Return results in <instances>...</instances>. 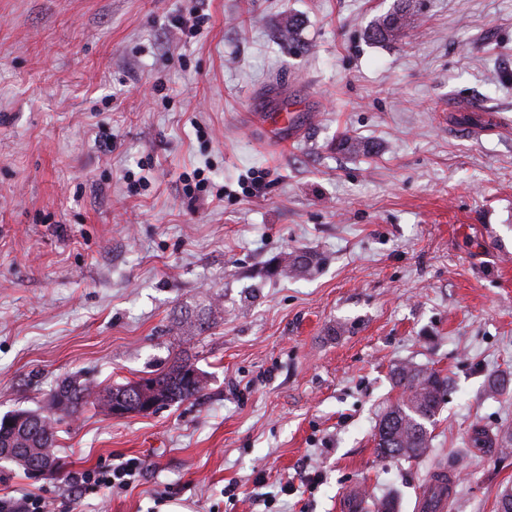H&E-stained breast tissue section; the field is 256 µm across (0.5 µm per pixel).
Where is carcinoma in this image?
Instances as JSON below:
<instances>
[{"label": "carcinoma", "instance_id": "cac0c4a2", "mask_svg": "<svg viewBox=\"0 0 512 512\" xmlns=\"http://www.w3.org/2000/svg\"><path fill=\"white\" fill-rule=\"evenodd\" d=\"M413 0H399L394 11L376 23L368 37L377 42L398 37ZM315 256L306 251L292 252L280 265V273L297 275L305 272ZM394 386L407 393L381 417L374 433L377 457L385 459H417L426 455L431 443L429 426L441 411L448 390V378L409 364L396 366L392 372ZM204 389L202 374L187 361H174L169 367L155 371L137 382L116 385L105 392L89 385L62 382L53 398L62 403L61 411L70 412L80 406L97 403L111 410V403H124L125 410L141 412L154 396L162 405L182 403ZM41 456L51 460L53 468L63 462L55 453V435L49 417L29 411H18L0 420V461L13 462L28 469L18 457Z\"/></svg>", "mask_w": 512, "mask_h": 512}]
</instances>
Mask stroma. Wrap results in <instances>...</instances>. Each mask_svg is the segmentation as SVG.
Listing matches in <instances>:
<instances>
[{
    "label": "stroma",
    "instance_id": "35a3bbf8",
    "mask_svg": "<svg viewBox=\"0 0 512 512\" xmlns=\"http://www.w3.org/2000/svg\"><path fill=\"white\" fill-rule=\"evenodd\" d=\"M396 3L0 0V418L50 416L67 461L0 462V498L356 512L357 487L417 512L447 467L446 512H497L512 453L469 437L512 430V0H415L399 37L369 40ZM195 8L209 22L187 40ZM294 101L291 145L246 123ZM199 168L222 197L186 196ZM295 250L317 264L279 275ZM177 359L206 376L195 398L53 407L61 381ZM401 363L448 393L429 456L381 460ZM130 459L131 486L75 489Z\"/></svg>",
    "mask_w": 512,
    "mask_h": 512
}]
</instances>
